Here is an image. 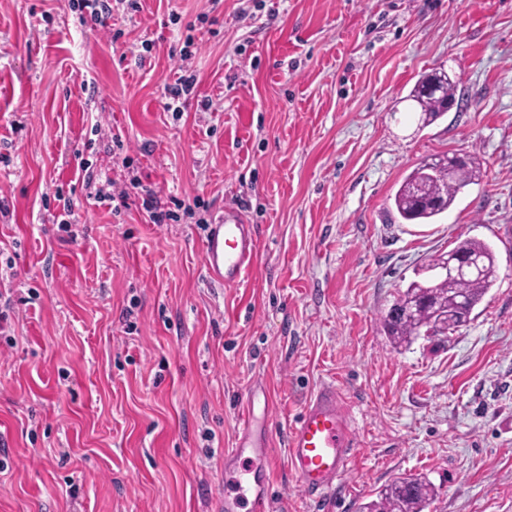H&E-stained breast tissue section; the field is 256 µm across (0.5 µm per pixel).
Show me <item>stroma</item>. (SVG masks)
<instances>
[{"label": "stroma", "mask_w": 512, "mask_h": 512, "mask_svg": "<svg viewBox=\"0 0 512 512\" xmlns=\"http://www.w3.org/2000/svg\"><path fill=\"white\" fill-rule=\"evenodd\" d=\"M81 2L0 0V512H218L256 379L271 512H357L415 474L428 512H512V0H110L108 32ZM440 68L456 101L423 128L405 97ZM453 154L481 180L400 220L404 178ZM134 178L176 220L97 195ZM231 204L259 248L224 288L202 242ZM467 239L492 288L394 348L399 293ZM326 384L356 448L312 497L285 436Z\"/></svg>", "instance_id": "35a3bbf8"}]
</instances>
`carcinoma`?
<instances>
[{"mask_svg": "<svg viewBox=\"0 0 512 512\" xmlns=\"http://www.w3.org/2000/svg\"><path fill=\"white\" fill-rule=\"evenodd\" d=\"M438 83L443 95L429 92V85ZM456 82L443 70H434L421 76L407 99L419 108L421 127H427L442 118L456 100ZM480 168L472 159H465L446 175L438 161L426 162L415 168L401 183L393 198V205L404 221L428 223L448 211L458 194L475 183ZM456 249L465 254H478L482 265L478 275L448 282L438 277L413 281L395 301V306L415 307L412 315L385 318L386 332L397 345L409 344L422 333L442 336L452 326L465 324V311L474 309L492 287L496 279L495 257L491 249L477 240H464ZM435 491L421 474L396 480L379 491L377 499L359 506V512H425L434 502Z\"/></svg>", "mask_w": 512, "mask_h": 512, "instance_id": "1", "label": "carcinoma"}]
</instances>
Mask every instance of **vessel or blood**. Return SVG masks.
I'll return each mask as SVG.
<instances>
[{
  "instance_id": "b4317fda",
  "label": "vessel or blood",
  "mask_w": 512,
  "mask_h": 512,
  "mask_svg": "<svg viewBox=\"0 0 512 512\" xmlns=\"http://www.w3.org/2000/svg\"><path fill=\"white\" fill-rule=\"evenodd\" d=\"M259 240L254 225L245 223L239 208L228 207L210 225L202 258L208 274L227 288L238 286L254 265ZM262 385H252L241 397L242 422L232 448L224 452V472L232 474L239 460L252 462V477L238 494H225L221 512H269L274 453L271 448L270 409L255 412ZM354 438L335 388L318 390L303 406L286 434L287 463L306 493L331 488L347 471Z\"/></svg>"
}]
</instances>
